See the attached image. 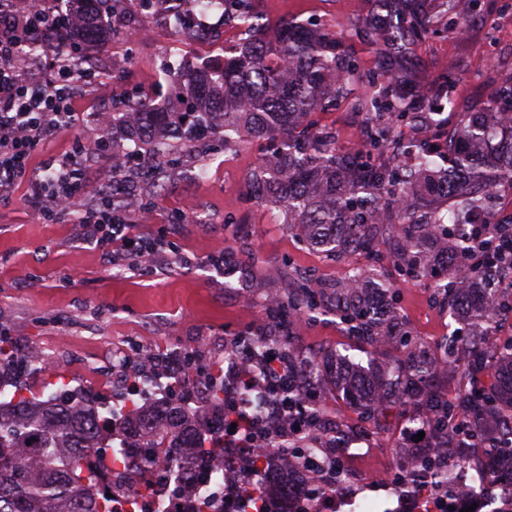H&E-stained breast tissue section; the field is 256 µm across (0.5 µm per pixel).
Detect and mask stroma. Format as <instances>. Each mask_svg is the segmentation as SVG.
Listing matches in <instances>:
<instances>
[{
	"instance_id": "35a3bbf8",
	"label": "stroma",
	"mask_w": 512,
	"mask_h": 512,
	"mask_svg": "<svg viewBox=\"0 0 512 512\" xmlns=\"http://www.w3.org/2000/svg\"><path fill=\"white\" fill-rule=\"evenodd\" d=\"M370 7L369 0H257L256 9L268 25L285 17L317 23L348 45L362 74L379 70L384 48L354 35L355 25ZM144 14L140 0H124L112 16L122 36L111 46L91 49L95 82L73 98L74 125L50 147L38 150L31 174L41 177L55 154L83 145L82 162L92 180L80 207L90 206L103 187L112 184L111 161L98 153V142L112 129L99 121L117 98L166 93V66H179L219 55L224 43L243 37L236 22L219 14L204 18L211 37L188 41L181 28L155 19L150 34H141ZM410 59L425 87H436L450 76L459 111L487 107L502 81L512 78V0H483L466 39L444 33L412 45ZM319 128L336 135L345 149L361 148L365 121L343 99L315 115ZM262 147L243 138L225 148L210 141L180 158L181 172L163 173L161 164L144 155L135 160L121 186H136L150 197L147 213H134L137 236L162 243L150 262L130 268L123 250L111 255L82 243L74 224L41 219L29 203L30 186L0 197V330L23 346H36L49 357L50 371L75 385L111 395L121 386L126 368L137 366L140 351H152L155 373L166 374L177 353L194 352L203 363L223 357L238 337L255 332L277 335L268 314V298L285 295L294 277L331 287L353 269L388 257L392 236L379 235L372 254L332 257L309 249L289 231L278 209L261 206L248 194V178L258 164ZM223 256L224 266L210 265ZM396 304L414 339L427 345L435 362L433 383L446 386L442 344L455 323L439 306L428 281L391 270ZM259 278L262 290L248 291L245 283ZM295 352L303 358L337 351L370 365L375 355L360 340L348 336L327 315L300 321L294 327ZM328 420L345 422L359 431L346 454L348 469L378 477L367 493L383 512L399 490L385 483L400 469L409 443L402 422L394 418L386 433H362L356 412L343 400L326 399Z\"/></svg>"
}]
</instances>
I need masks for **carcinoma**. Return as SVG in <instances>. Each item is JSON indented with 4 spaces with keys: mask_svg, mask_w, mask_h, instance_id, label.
Masks as SVG:
<instances>
[{
    "mask_svg": "<svg viewBox=\"0 0 512 512\" xmlns=\"http://www.w3.org/2000/svg\"><path fill=\"white\" fill-rule=\"evenodd\" d=\"M115 0H70L73 62L87 64L83 46L99 47L118 35L109 20ZM152 13L158 4L194 35L195 16L210 10L237 15L246 37L224 46V55L188 63L171 76V90L143 97L112 112V178L123 177L142 153L175 166V156L200 148L212 138L235 144L243 135L275 142L249 175L256 202L279 208L286 223L308 248L332 256L366 252L383 233L398 243L389 262L414 278L431 281L433 292L456 314L461 327L447 338L448 384L431 382L433 362L412 342L399 309L380 298L391 293L387 270L358 269L336 283V306L321 302L316 288L301 284L270 302L288 306L308 320L329 312L340 326L374 350L389 344L403 351L392 367H363L337 353L301 359L291 352L294 337H279L280 360L302 386L314 390L308 415L323 417L325 395L337 393L374 432L387 427L391 411L405 415V427H421L439 417L455 428L442 436L443 447L459 458L481 449L494 467L490 479L512 475V338L494 346L498 305L504 294L494 286V266L512 268V251L491 243L474 245L469 215L498 224V202L512 197V82L498 88L497 101L482 112L463 116L448 151L437 140L448 127L446 109L454 97L443 84L439 104L415 111L423 87L405 59L406 48L447 30L459 31L477 12L480 0H374L357 33L392 49L382 72L365 82L354 99L368 127L364 148L344 150L336 134L314 127L316 112L348 96L362 81L352 52L322 25L283 19L271 38L259 22L254 0H141ZM428 134L404 143L394 140L396 125ZM251 356L264 362L274 344L256 332L243 340ZM48 373L46 355L18 341L0 339V512H141L143 504L168 488L174 497L190 480L208 482L214 462L224 458V438L212 424L224 418V366L209 365L208 414L186 403L155 402L153 382L128 400L115 419V432L100 427L98 394L73 389L64 378L44 396L26 384L30 375ZM335 453L345 425L320 423ZM474 438L460 445L456 434ZM310 436L303 431L277 442L301 448L295 466L310 468ZM448 489V472L420 465L410 474ZM268 488L248 484L242 494L255 512H265Z\"/></svg>",
    "mask_w": 512,
    "mask_h": 512,
    "instance_id": "1",
    "label": "carcinoma"
}]
</instances>
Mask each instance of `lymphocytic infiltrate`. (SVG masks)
<instances>
[{
	"instance_id": "f902f5d3",
	"label": "lymphocytic infiltrate",
	"mask_w": 512,
	"mask_h": 512,
	"mask_svg": "<svg viewBox=\"0 0 512 512\" xmlns=\"http://www.w3.org/2000/svg\"><path fill=\"white\" fill-rule=\"evenodd\" d=\"M66 15L53 0H32L18 7L17 0H0V193L11 192L27 181L35 152L57 139L74 120L72 98L77 83L69 64L72 43ZM36 43L49 60L53 74L31 77L20 66L21 48ZM77 151L50 159L43 178L34 186L33 204L43 216L74 213L78 197L86 190L89 173L78 162ZM84 242L125 250L136 263L156 253L152 241L135 237L129 215L112 212L111 193H102L97 208L74 213Z\"/></svg>"
}]
</instances>
